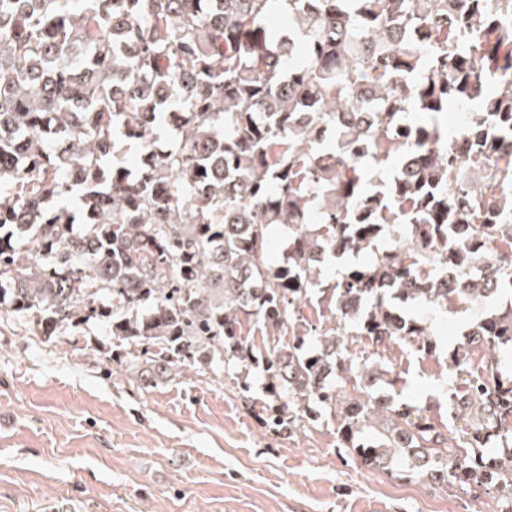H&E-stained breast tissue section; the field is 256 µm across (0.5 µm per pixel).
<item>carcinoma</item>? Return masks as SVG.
<instances>
[{
  "instance_id": "carcinoma-1",
  "label": "carcinoma",
  "mask_w": 512,
  "mask_h": 512,
  "mask_svg": "<svg viewBox=\"0 0 512 512\" xmlns=\"http://www.w3.org/2000/svg\"><path fill=\"white\" fill-rule=\"evenodd\" d=\"M283 2L304 44L294 66L267 23L273 0H0V155L16 160L0 168V306L49 335L112 318L146 382L215 355L259 365L269 430H303L315 404L361 465L401 458L400 479L495 486V512H512V305L479 279L451 293L437 272L464 276L492 250L512 290V0ZM453 106L470 107L459 150L416 118ZM173 111L179 146L157 150ZM121 140L150 162L114 163ZM410 151V176L365 180L364 162ZM71 196L77 210L56 205ZM275 224L288 248L273 271ZM390 231L392 247L338 279L309 261L341 240L373 250ZM351 295L365 307L345 311ZM417 302L481 310L489 369L464 379L463 346L448 352L452 436L424 408L370 397L390 343L438 348L403 312ZM350 327L370 342L360 356L336 352Z\"/></svg>"
}]
</instances>
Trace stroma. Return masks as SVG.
<instances>
[{"label":"stroma","mask_w":512,"mask_h":512,"mask_svg":"<svg viewBox=\"0 0 512 512\" xmlns=\"http://www.w3.org/2000/svg\"><path fill=\"white\" fill-rule=\"evenodd\" d=\"M440 349L390 348L398 401L448 416L447 353L475 320L413 306ZM137 348L92 320L45 335L0 307V512H483L497 489L434 490L374 471L336 445L329 412L268 430L264 378L223 358L141 380Z\"/></svg>","instance_id":"obj_1"}]
</instances>
